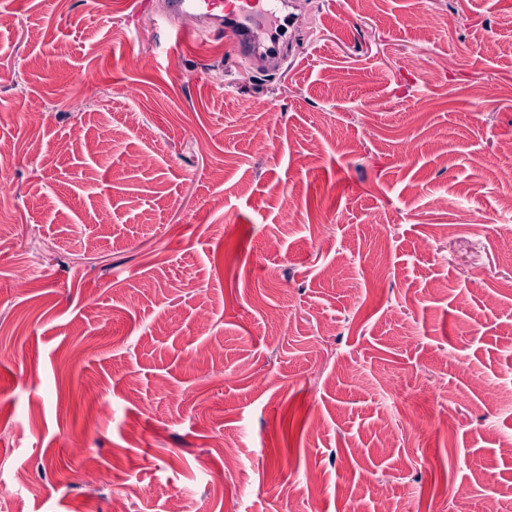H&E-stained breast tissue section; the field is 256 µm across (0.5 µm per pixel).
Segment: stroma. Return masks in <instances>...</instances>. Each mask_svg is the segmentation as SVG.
<instances>
[{
    "mask_svg": "<svg viewBox=\"0 0 512 512\" xmlns=\"http://www.w3.org/2000/svg\"><path fill=\"white\" fill-rule=\"evenodd\" d=\"M303 11L268 71L146 0H0L24 512H512V0Z\"/></svg>",
    "mask_w": 512,
    "mask_h": 512,
    "instance_id": "stroma-1",
    "label": "stroma"
}]
</instances>
